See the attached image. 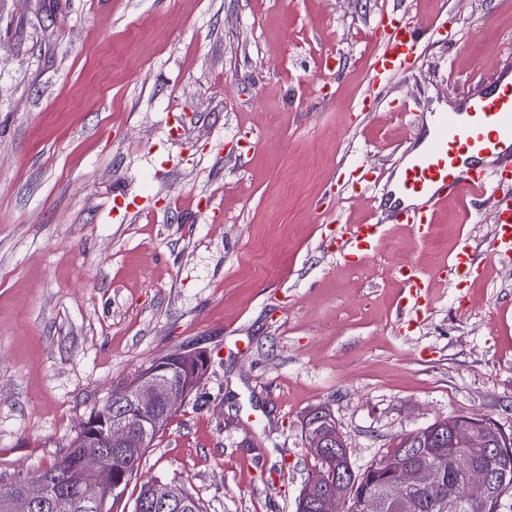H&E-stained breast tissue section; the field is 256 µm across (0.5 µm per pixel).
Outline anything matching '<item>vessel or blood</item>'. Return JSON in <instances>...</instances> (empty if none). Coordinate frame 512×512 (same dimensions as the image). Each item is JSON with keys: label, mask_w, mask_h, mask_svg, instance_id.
I'll use <instances>...</instances> for the list:
<instances>
[{"label": "vessel or blood", "mask_w": 512, "mask_h": 512, "mask_svg": "<svg viewBox=\"0 0 512 512\" xmlns=\"http://www.w3.org/2000/svg\"><path fill=\"white\" fill-rule=\"evenodd\" d=\"M376 25L380 44L371 57L369 83L380 88L419 60V50L433 39L436 25L404 21L400 0H394L377 17ZM409 130L413 146L399 188L404 197L422 198V205L398 204L386 209L381 201H374L372 217L354 225L343 240L345 255L361 259L375 250L380 238L379 212H386L389 222L403 225L423 239L448 200L458 202L465 218L470 206L490 198L496 186L512 183V68L483 78L479 91L432 113L428 122L411 120ZM501 207L488 261L478 260L469 245H461L448 259L449 281L483 271L488 262L512 253V199L502 201ZM397 275L402 285V312L415 314L430 304V278L411 263L402 264Z\"/></svg>", "instance_id": "1"}]
</instances>
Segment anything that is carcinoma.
Listing matches in <instances>:
<instances>
[{
  "label": "carcinoma",
  "instance_id": "carcinoma-1",
  "mask_svg": "<svg viewBox=\"0 0 512 512\" xmlns=\"http://www.w3.org/2000/svg\"><path fill=\"white\" fill-rule=\"evenodd\" d=\"M156 371V375L167 379L173 386L179 388L189 371L175 359L172 353L159 356L152 360L147 367ZM148 411L142 410L133 402L112 403V406L97 410L96 417L102 420L97 426L96 438L89 437L80 431L45 468V473L53 483L73 484L79 477L78 462L80 459L96 450L104 455V462L96 475V480L102 486L106 497V512L119 500L133 475L139 469L141 461L150 443L156 436L152 432L147 435L145 445L141 448H130L117 451L115 449H97L104 436L105 426L113 419H123L133 425H148ZM452 425H470L474 430V439L465 448H457L446 442L445 446L437 448L429 443L433 432L439 424L433 423L419 431L401 438L395 448L388 449L380 460L395 466L404 460L406 451H412L414 463L425 466H435L443 469L441 487L425 490L414 486L402 489L399 498L387 496L386 486L395 477V473H387L375 464L363 469H354L351 462L340 456L336 450H331L315 457L317 465L312 478L322 485H336V478L346 479L348 490V506L346 512H365L367 505L378 502L379 512H499L502 495L489 497L483 502H476L466 497L462 483L467 471L472 467H485L490 470L503 468L512 459V437L504 432L490 419L477 417L451 418ZM126 474L122 484H117V478ZM20 479L18 476L0 474V512H10L7 505L19 495ZM43 512H94L73 498L55 495Z\"/></svg>",
  "mask_w": 512,
  "mask_h": 512
}]
</instances>
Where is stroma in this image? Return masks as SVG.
<instances>
[{"label": "stroma", "mask_w": 512, "mask_h": 512, "mask_svg": "<svg viewBox=\"0 0 512 512\" xmlns=\"http://www.w3.org/2000/svg\"><path fill=\"white\" fill-rule=\"evenodd\" d=\"M408 3L458 49L363 112L380 0H0V472L46 467L194 347L208 374L113 512L152 478L207 512H296L319 405L357 469L438 420L512 434V258L396 316L398 266L440 276L464 240L486 258L493 206L337 251L368 213L356 169L387 188L406 155V110L512 66V0Z\"/></svg>", "instance_id": "obj_1"}]
</instances>
